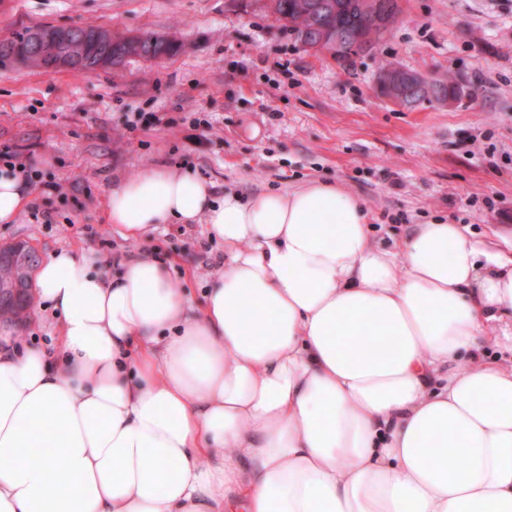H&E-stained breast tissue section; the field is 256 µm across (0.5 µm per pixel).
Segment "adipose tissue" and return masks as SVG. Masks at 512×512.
I'll use <instances>...</instances> for the list:
<instances>
[{
    "label": "adipose tissue",
    "mask_w": 512,
    "mask_h": 512,
    "mask_svg": "<svg viewBox=\"0 0 512 512\" xmlns=\"http://www.w3.org/2000/svg\"><path fill=\"white\" fill-rule=\"evenodd\" d=\"M29 200L0 167V223ZM124 237L206 224L203 305L161 262L62 250L34 298L52 347L0 325V512H512V264L456 224L378 248L312 181L213 197L192 171L112 188Z\"/></svg>",
    "instance_id": "obj_1"
}]
</instances>
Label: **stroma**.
Wrapping results in <instances>:
<instances>
[{"label":"stroma","instance_id":"35a3bbf8","mask_svg":"<svg viewBox=\"0 0 512 512\" xmlns=\"http://www.w3.org/2000/svg\"><path fill=\"white\" fill-rule=\"evenodd\" d=\"M42 25L183 48L92 72L0 66V150L43 173L0 223L2 244L67 248L110 273L147 254L202 298L224 259L205 225L124 238L107 220L112 187L164 167L192 169L218 197L336 182L364 201L379 245L439 219L512 257V0H404L392 32L345 67L305 51L255 0H0V39ZM390 64L448 74L463 96L398 108L375 90Z\"/></svg>","mask_w":512,"mask_h":512}]
</instances>
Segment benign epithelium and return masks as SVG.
Here are the masks:
<instances>
[{"mask_svg":"<svg viewBox=\"0 0 512 512\" xmlns=\"http://www.w3.org/2000/svg\"><path fill=\"white\" fill-rule=\"evenodd\" d=\"M363 10L373 24L383 28L390 17L380 11L378 0H365ZM117 37L109 30L90 31L79 27L42 26L31 31L27 51L18 55L25 65L41 69L78 70L112 66V46ZM438 76L423 75L399 66H390L379 73L377 90L385 92L388 101L403 108L413 106L412 92L419 87L436 85Z\"/></svg>","mask_w":512,"mask_h":512,"instance_id":"1","label":"benign epithelium"}]
</instances>
